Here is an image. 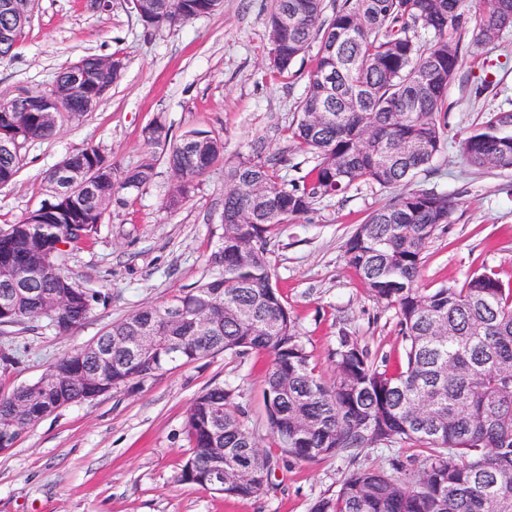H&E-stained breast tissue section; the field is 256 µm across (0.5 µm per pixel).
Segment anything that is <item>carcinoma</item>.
<instances>
[{"label": "carcinoma", "instance_id": "cac0c4a2", "mask_svg": "<svg viewBox=\"0 0 512 512\" xmlns=\"http://www.w3.org/2000/svg\"><path fill=\"white\" fill-rule=\"evenodd\" d=\"M221 0H143L152 27L210 15ZM28 17L0 11V61L12 57ZM268 67L280 74L314 48L315 66L296 102L292 138L313 166L298 179L280 175L277 159L254 144L224 166V221L211 261L220 268L196 287L112 323L96 341L65 354L36 380L0 395V448L62 407L91 401L141 382L167 366L223 353L263 352L267 421L283 452L299 461L345 457L369 448L412 445L421 463L390 469L358 466L334 497L312 512H512V283L475 272L462 286L419 287L422 254L455 203L434 189L404 190L446 145L448 85L460 70L462 42L495 43L512 28V0H271ZM37 93L0 106V136L21 143L50 138L59 118L28 108ZM477 168L512 169V111H493L460 141ZM157 158L119 169L96 147L70 156L95 169L91 189L75 204L51 198L16 224L0 225V326L36 321L58 335L84 323L109 295L77 285L61 266L65 247L97 233L112 197L155 178ZM162 159L175 183L164 207L182 205L195 181L224 159L223 139L192 130L166 147ZM21 157L0 149V186L11 184ZM402 189L372 211L345 243V256L369 295L399 319L404 365L381 368L358 339L342 330L332 351L336 380L328 384L309 354L267 259L270 235L308 213L316 201L358 183ZM48 263L35 296L20 292L21 267ZM208 318L201 328V318ZM153 336L150 353L118 339ZM108 354L99 381L82 379ZM238 389L216 384L186 412L189 453L178 481L249 500L270 485L271 459L243 419ZM222 452L224 486L210 471Z\"/></svg>", "mask_w": 512, "mask_h": 512}]
</instances>
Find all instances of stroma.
Masks as SVG:
<instances>
[{
  "label": "stroma",
  "mask_w": 512,
  "mask_h": 512,
  "mask_svg": "<svg viewBox=\"0 0 512 512\" xmlns=\"http://www.w3.org/2000/svg\"><path fill=\"white\" fill-rule=\"evenodd\" d=\"M269 0H223L213 14L175 27L143 25L127 0L101 13L89 0H31V21L14 57L0 61V102L49 91L55 75L88 55L118 54L121 80L93 111L62 118L56 136L27 143L13 184L0 187V224H14L50 197L47 177L65 156L94 146L119 167L152 152L146 128L164 117L169 141L190 130L224 140L225 161L249 151L253 140L298 178L312 166L289 126L313 55L293 74L265 64L270 44ZM463 64L448 86L447 145L418 188L448 193L457 203L451 223L423 252L421 285H459L476 271L512 280V170L465 164L460 137L488 111L512 107V29L491 45L463 42ZM174 178L165 163L148 187L113 198L97 234L67 252L66 273L82 287L111 293L107 305L68 335L29 324L0 326V352L18 365L0 369V392L37 379L65 353L95 340L104 327L137 308L160 304L210 277L221 233L224 167L201 177L195 193L174 210L163 208ZM394 190L358 184L316 202L300 220L271 234L267 251L310 355L325 380L336 368L331 352L339 330L356 336L376 361L397 367L401 336L394 310L374 301L345 258V242ZM266 355L216 354L156 373L81 405L43 418L0 453V512H311L339 490L347 461H296L282 454L262 408ZM229 383L261 448L275 463L269 490L236 500L179 482L188 453L186 412L196 396Z\"/></svg>",
  "instance_id": "1"
}]
</instances>
